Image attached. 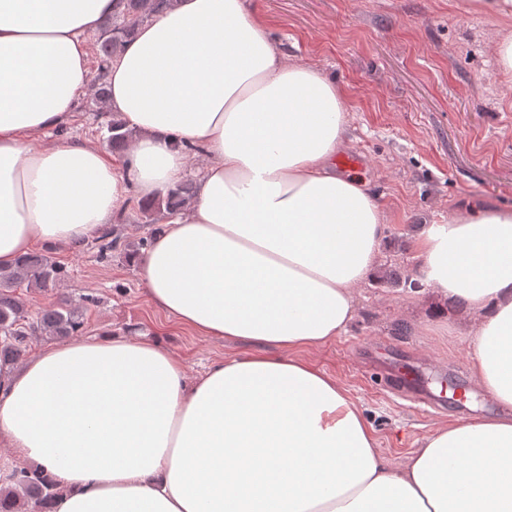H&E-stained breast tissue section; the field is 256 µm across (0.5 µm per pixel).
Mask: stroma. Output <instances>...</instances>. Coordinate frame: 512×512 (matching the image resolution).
Masks as SVG:
<instances>
[{"instance_id":"stroma-1","label":"stroma","mask_w":512,"mask_h":512,"mask_svg":"<svg viewBox=\"0 0 512 512\" xmlns=\"http://www.w3.org/2000/svg\"><path fill=\"white\" fill-rule=\"evenodd\" d=\"M273 39L290 61L321 70L349 100L342 153L365 163L355 178L368 183L387 218L374 275L356 293L346 333L299 350L300 358L336 378L375 430L378 449L399 462L439 424L498 408L468 370V338L455 324L432 321L417 281L415 241L423 225L444 224L465 202L512 208V79L498 66L497 29L469 12L466 0H254ZM116 114L93 91L78 99L72 119L46 135L109 151ZM109 229L121 246L101 257L97 240L38 252L68 270L63 288L44 292L20 284L15 294L29 316L60 297L95 294L83 336L146 337L161 342L197 378L249 344L197 335L152 306L128 253L166 212L147 223L137 195ZM410 368L427 390L436 376L456 384L459 410H427L391 394L383 376Z\"/></svg>"}]
</instances>
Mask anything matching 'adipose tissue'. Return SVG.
Instances as JSON below:
<instances>
[{
	"instance_id": "ef3b65f1",
	"label": "adipose tissue",
	"mask_w": 512,
	"mask_h": 512,
	"mask_svg": "<svg viewBox=\"0 0 512 512\" xmlns=\"http://www.w3.org/2000/svg\"><path fill=\"white\" fill-rule=\"evenodd\" d=\"M113 0H0V266L98 237L205 163L190 209L137 258L148 301L202 336L254 344L188 379L151 340L76 338L0 365V440L64 489L53 512H512V209L416 240L437 320L463 299L469 367L499 406L393 463L335 378L297 358L346 332L385 212L334 172L348 103L289 62L248 0H178L110 65L139 131L122 162L39 137L91 75L84 36ZM274 347L278 356L266 355Z\"/></svg>"
}]
</instances>
